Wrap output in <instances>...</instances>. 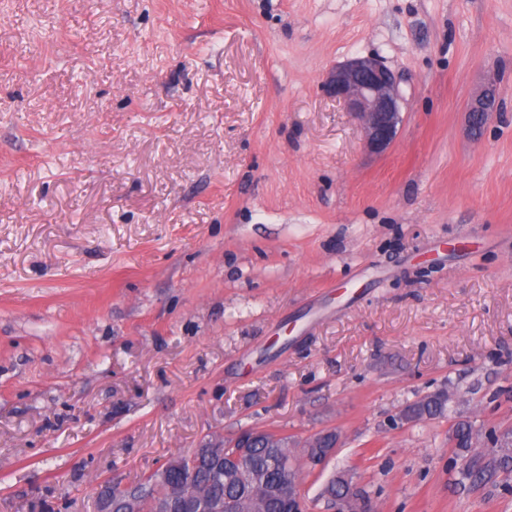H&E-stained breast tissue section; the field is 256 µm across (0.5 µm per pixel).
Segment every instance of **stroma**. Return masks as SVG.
<instances>
[{"label": "stroma", "mask_w": 512, "mask_h": 512, "mask_svg": "<svg viewBox=\"0 0 512 512\" xmlns=\"http://www.w3.org/2000/svg\"><path fill=\"white\" fill-rule=\"evenodd\" d=\"M367 55L405 79L381 155L320 88ZM461 420L484 462L512 430V0H0V512L249 429L336 431L307 512L340 473L512 512ZM498 94L496 85L490 83L467 107L468 129L471 135L478 136L485 127L489 112H497ZM448 402V397L442 393L427 396L410 405V416L413 419L434 418L441 415Z\"/></svg>", "instance_id": "1"}]
</instances>
